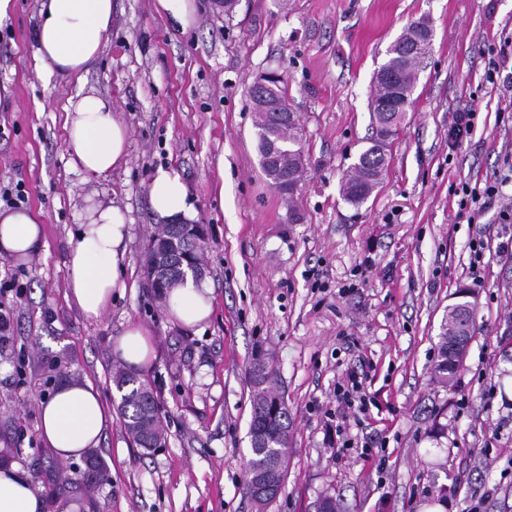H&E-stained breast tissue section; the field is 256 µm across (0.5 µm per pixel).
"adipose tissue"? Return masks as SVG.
<instances>
[{"mask_svg": "<svg viewBox=\"0 0 512 512\" xmlns=\"http://www.w3.org/2000/svg\"><path fill=\"white\" fill-rule=\"evenodd\" d=\"M112 0H41L35 57L61 78L80 77L101 54L112 28ZM67 148L72 165L86 176L117 168L126 156L127 127L110 103L94 94L80 96L66 116ZM153 212L167 222H189L195 215L180 174L158 170L149 186ZM81 230L71 243L68 291L84 316L100 318L124 273L127 219L115 204L87 199ZM44 244L40 221L29 211H0V256L26 261ZM166 305L170 317L192 325L212 311L209 289L194 279L172 289ZM41 436L61 460L80 457L98 447L107 421L92 385L65 384L40 405ZM44 503L20 466L0 464V512H43Z\"/></svg>", "mask_w": 512, "mask_h": 512, "instance_id": "obj_1", "label": "adipose tissue"}]
</instances>
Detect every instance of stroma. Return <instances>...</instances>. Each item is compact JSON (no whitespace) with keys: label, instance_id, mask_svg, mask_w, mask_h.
<instances>
[{"label":"stroma","instance_id":"obj_1","mask_svg":"<svg viewBox=\"0 0 512 512\" xmlns=\"http://www.w3.org/2000/svg\"><path fill=\"white\" fill-rule=\"evenodd\" d=\"M180 29L155 0H115L112 33L81 79L35 61L40 0H15L0 21V188L24 182L26 210L45 245L26 262L0 257L23 295L0 347V443L38 492L58 487L77 512H512V260L491 253L481 287L469 278L470 240L512 234L486 211L457 218L453 191L506 172L512 112L483 80L489 45L512 37V0H239L225 14L195 0ZM427 18L432 40L407 112L387 144V170L368 199L342 186L373 136L374 79L388 50ZM282 73L296 112L304 169L278 193L260 166L248 89ZM109 99L129 130L127 155L86 179L67 151L66 112L78 94ZM477 114L472 135L448 145L452 114ZM178 172L208 225L205 282L213 310L169 320L144 279L157 224L148 198L157 169ZM116 203L129 223L125 272L111 307L84 317L67 296L70 240L87 197ZM473 288L475 330L451 386L433 375L441 325L457 292ZM152 333L136 370L157 399L168 436L136 446L118 410L114 348L129 324ZM265 362L291 416L285 486L264 510L242 491L253 392ZM365 370L367 413L351 432L374 462L339 447L336 383ZM92 383L108 421L99 444L110 481L60 486L75 460L40 436V405L65 383ZM466 409H458V399Z\"/></svg>","mask_w":512,"mask_h":512}]
</instances>
